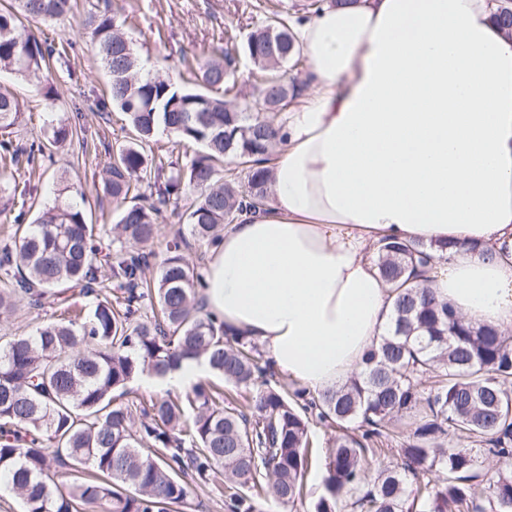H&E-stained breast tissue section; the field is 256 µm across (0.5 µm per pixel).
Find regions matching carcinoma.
<instances>
[{"label":"carcinoma","mask_w":512,"mask_h":512,"mask_svg":"<svg viewBox=\"0 0 512 512\" xmlns=\"http://www.w3.org/2000/svg\"><path fill=\"white\" fill-rule=\"evenodd\" d=\"M73 7L74 0H11L0 9V71L51 95L43 73L66 58L72 42L42 40L25 22L52 23ZM86 24L109 77L103 103L130 126L104 169L105 190L120 212L113 226L94 224L76 204L60 202L26 225L21 210L13 245L0 250L1 313L24 300L61 310L35 333L0 343V472L22 512H83L89 504L103 512H171L221 471L228 512H258L269 493L293 505L303 496L315 419L337 433L314 512H336L340 501L355 512H512V336L464 321L425 284L423 275L447 259L450 243L377 246L376 266L394 293L387 332L354 377L316 394L271 385L256 347L204 309L203 277L182 255V233L158 264L140 249L158 236L162 207L173 199L191 198L184 221L196 241L213 246L224 226L266 205L264 163L278 140L274 121L261 112L284 83L281 68L300 63L292 21L274 11L248 38L247 54L262 72L256 112L227 99L233 49L224 48V62L201 68L199 87L180 89L144 73L125 31L128 18L93 14ZM286 87L289 100L300 92L295 82ZM20 115L18 100L0 90V129ZM160 132L200 150L178 166L155 155ZM84 133L60 121L38 142L1 140L0 193L20 158L32 173ZM227 159L244 167V181L224 168ZM103 235L112 241L105 275L95 246ZM91 293L98 296L91 315L68 317L72 296ZM188 355L205 358L251 397L242 404L197 384L182 398L135 408L113 402L140 372L161 376ZM425 376L432 378L427 386ZM395 418L409 426L400 463L369 483L367 457L379 452L375 444L390 435ZM461 439L472 447L459 446ZM480 454L503 461L484 484L474 482Z\"/></svg>","instance_id":"obj_1"}]
</instances>
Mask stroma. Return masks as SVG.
Segmentation results:
<instances>
[{"label":"stroma","instance_id":"35a3bbf8","mask_svg":"<svg viewBox=\"0 0 512 512\" xmlns=\"http://www.w3.org/2000/svg\"><path fill=\"white\" fill-rule=\"evenodd\" d=\"M312 0H78V7L60 20L31 23L40 38L72 40L76 46L67 66H54L50 81L54 91L44 98L30 84L0 72V88L12 91L19 100L21 121L0 131L1 139L29 142L43 136L50 122L80 120L86 129V143H72L58 149L48 169L36 170L31 183L37 192L31 209L20 212L18 204L0 197V248L8 244L5 233L16 214L32 223L38 210L54 205L55 183L66 176L72 196H85V210L93 223L116 221L117 204L102 190V169L108 160V148L122 142L127 132L125 115L116 108L98 111L107 78L101 67L91 31L85 25L88 15L98 12L131 14L136 24L130 32L146 72L172 80L178 85L196 84L197 61L220 55L224 37L233 34L237 44H245L248 35L267 22L268 10L287 9L292 17L310 13ZM55 309H40L19 304L13 312L0 316V337L35 332L54 321Z\"/></svg>","mask_w":512,"mask_h":512}]
</instances>
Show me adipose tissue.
Wrapping results in <instances>:
<instances>
[{
  "mask_svg": "<svg viewBox=\"0 0 512 512\" xmlns=\"http://www.w3.org/2000/svg\"><path fill=\"white\" fill-rule=\"evenodd\" d=\"M491 0H350L294 28L309 69L275 127L271 200L227 225L202 301L308 389L345 383L384 335V237L456 242L431 287L512 334V38ZM186 357L146 386L210 375Z\"/></svg>",
  "mask_w": 512,
  "mask_h": 512,
  "instance_id": "ef3b65f1",
  "label": "adipose tissue"
}]
</instances>
